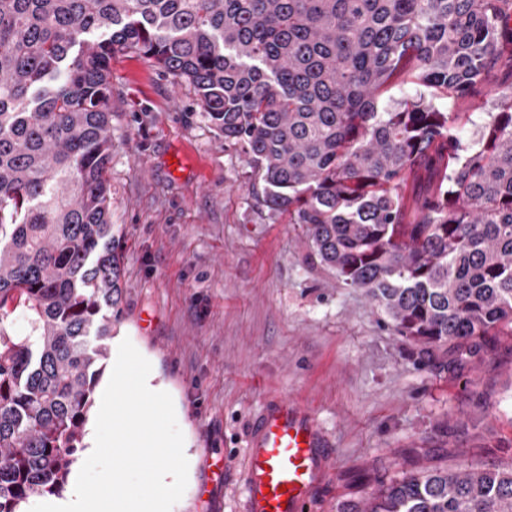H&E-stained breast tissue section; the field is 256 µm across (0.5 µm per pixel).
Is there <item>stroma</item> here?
Returning a JSON list of instances; mask_svg holds the SVG:
<instances>
[{
    "mask_svg": "<svg viewBox=\"0 0 512 512\" xmlns=\"http://www.w3.org/2000/svg\"><path fill=\"white\" fill-rule=\"evenodd\" d=\"M111 81L125 284L112 339L148 356L173 399L189 470L172 512H245L248 434L284 396L332 443L310 512L430 465L512 463V336L454 367L398 335L257 200L247 157L225 147L190 84L132 52L113 56Z\"/></svg>",
    "mask_w": 512,
    "mask_h": 512,
    "instance_id": "stroma-1",
    "label": "stroma"
}]
</instances>
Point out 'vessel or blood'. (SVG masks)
<instances>
[{"mask_svg": "<svg viewBox=\"0 0 512 512\" xmlns=\"http://www.w3.org/2000/svg\"><path fill=\"white\" fill-rule=\"evenodd\" d=\"M330 443L295 401L265 405L245 450L246 512H307L329 467Z\"/></svg>", "mask_w": 512, "mask_h": 512, "instance_id": "vessel-or-blood-1", "label": "vessel or blood"}]
</instances>
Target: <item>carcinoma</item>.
<instances>
[{
    "label": "carcinoma",
    "instance_id": "obj_1",
    "mask_svg": "<svg viewBox=\"0 0 512 512\" xmlns=\"http://www.w3.org/2000/svg\"><path fill=\"white\" fill-rule=\"evenodd\" d=\"M118 52L193 85L264 205L399 335L460 367L512 336V86L475 146L435 105L512 65V0H0V512L64 484L109 358ZM394 84L416 92L379 110ZM342 512H512V464Z\"/></svg>",
    "mask_w": 512,
    "mask_h": 512
}]
</instances>
